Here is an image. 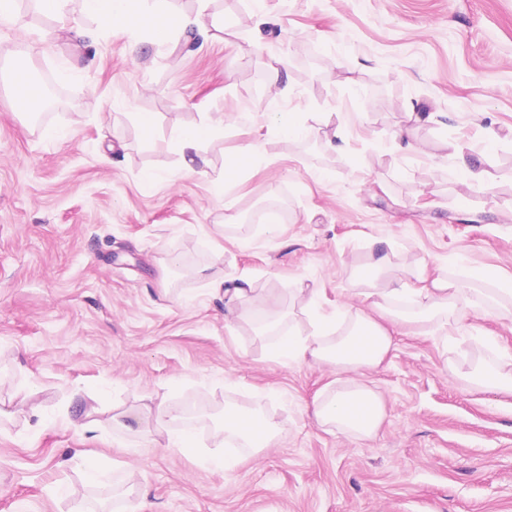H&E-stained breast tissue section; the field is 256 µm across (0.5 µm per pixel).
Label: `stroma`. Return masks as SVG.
I'll list each match as a JSON object with an SVG mask.
<instances>
[{
	"mask_svg": "<svg viewBox=\"0 0 512 512\" xmlns=\"http://www.w3.org/2000/svg\"><path fill=\"white\" fill-rule=\"evenodd\" d=\"M177 7L218 25L160 43L158 10L131 32L96 24L90 50L68 32L80 0L0 25V512H512V396L448 373L497 363L490 336L512 353V317L468 313L450 340L399 327L365 376L383 422L358 439L305 414L334 374L274 360L225 319L216 289L248 280L278 318L303 286L345 317L362 305L354 270L385 242L393 265L420 259L427 279L444 267L473 272V288L512 280V0ZM283 57L280 96L267 72ZM20 73L49 79L45 114L16 110ZM276 112L308 136L279 138ZM217 115L207 167L188 170L175 131ZM332 129L342 149L326 147ZM466 162L482 186L463 184ZM147 170L160 175L149 189ZM280 194L288 215L270 233L263 208ZM228 196L241 221H226ZM25 388L36 429L15 412ZM190 400L204 409L192 450L110 424ZM229 404L262 406L283 433L224 471L207 458Z\"/></svg>",
	"mask_w": 512,
	"mask_h": 512,
	"instance_id": "obj_1",
	"label": "stroma"
}]
</instances>
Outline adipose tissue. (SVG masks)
<instances>
[{"instance_id": "obj_1", "label": "adipose tissue", "mask_w": 512, "mask_h": 512, "mask_svg": "<svg viewBox=\"0 0 512 512\" xmlns=\"http://www.w3.org/2000/svg\"><path fill=\"white\" fill-rule=\"evenodd\" d=\"M132 0H82L86 15L111 28L131 30L137 25ZM223 119L207 120L184 128L172 140L174 147L189 162L202 157L203 146L217 136ZM390 263L389 253H381L358 275L364 281L367 308L355 310L345 327H338L335 317L322 314L314 291L300 288L296 294L308 329L288 330L260 326L265 303L250 289L237 285L224 291V306L238 320L255 323V333L267 340L276 359L324 367L336 373V384L327 386L307 409L308 418L323 428H336L362 439L371 438L380 427L385 409L383 399L364 382L365 372L378 367L393 345L391 324L408 319L423 329H433L451 336L464 311H480L487 306L479 288L468 287L461 279L439 275L430 283L409 287L404 278L380 281L381 272ZM280 432V425L256 406L230 405L224 409V420L212 431L216 443L240 445V453L215 456L211 462L233 469L243 457L257 456Z\"/></svg>"}]
</instances>
